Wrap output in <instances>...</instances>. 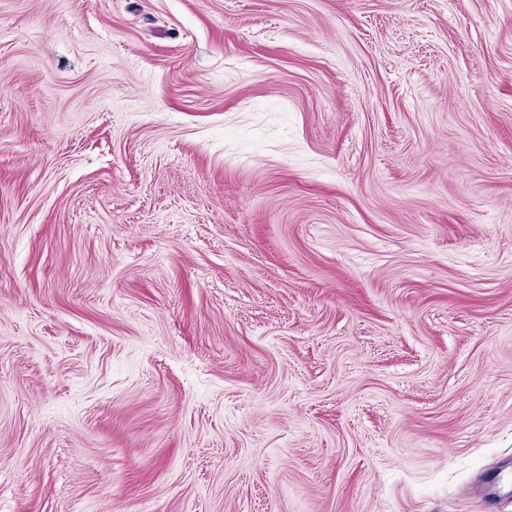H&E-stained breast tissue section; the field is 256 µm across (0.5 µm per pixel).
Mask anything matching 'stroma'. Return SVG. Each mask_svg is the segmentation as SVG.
<instances>
[{
  "label": "stroma",
  "instance_id": "35a3bbf8",
  "mask_svg": "<svg viewBox=\"0 0 512 512\" xmlns=\"http://www.w3.org/2000/svg\"><path fill=\"white\" fill-rule=\"evenodd\" d=\"M512 0H0V512H512Z\"/></svg>",
  "mask_w": 512,
  "mask_h": 512
}]
</instances>
